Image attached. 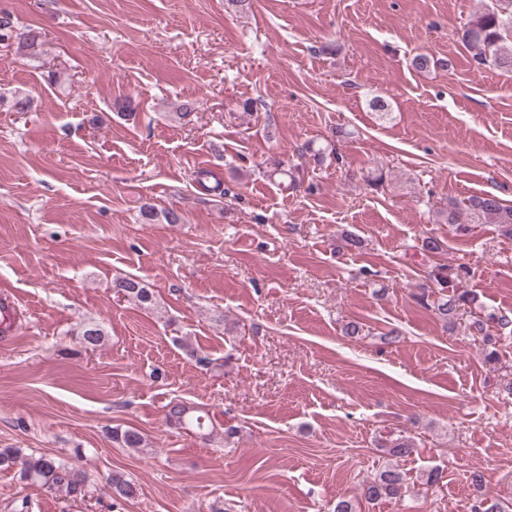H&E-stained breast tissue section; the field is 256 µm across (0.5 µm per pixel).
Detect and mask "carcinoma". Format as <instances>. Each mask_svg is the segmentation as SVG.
Here are the masks:
<instances>
[{"label": "carcinoma", "mask_w": 512, "mask_h": 512, "mask_svg": "<svg viewBox=\"0 0 512 512\" xmlns=\"http://www.w3.org/2000/svg\"><path fill=\"white\" fill-rule=\"evenodd\" d=\"M15 41L18 48L29 56L39 55L41 33L34 28L17 29L7 18H0V41ZM464 44L473 52V59L480 65H493L512 71V0H495V7L486 9L470 21L462 33ZM446 224L456 225L464 233L472 224H498L505 233L512 235V205L497 195L486 192L463 200H450L448 207L438 211ZM167 224L181 223V216L173 210L156 212L153 207L142 211V218L152 224L158 217ZM431 276L440 288L439 300L434 306L436 315L451 321L457 312L471 305L475 297L460 288L462 275L459 270L439 265ZM113 292L122 294L125 301L135 305L150 304L153 293L133 276L117 277L112 281ZM485 345L495 344L496 336L512 334V318L490 313L471 324ZM79 335L83 343L95 347L100 344L104 331L98 323L82 324ZM166 420L176 428L205 432L213 426L209 413L182 399H172L166 405ZM112 441L123 448H143L144 435L134 428L112 429ZM0 469H15L24 481L47 491L63 492L74 498L86 496L87 478L83 470L72 462L63 461L49 454H23L17 448H0ZM112 489V498L128 499L136 495L137 484L122 473L114 472L106 479ZM408 493L405 474L395 466H386L366 482L364 495L375 501L400 499Z\"/></svg>", "instance_id": "obj_1"}]
</instances>
